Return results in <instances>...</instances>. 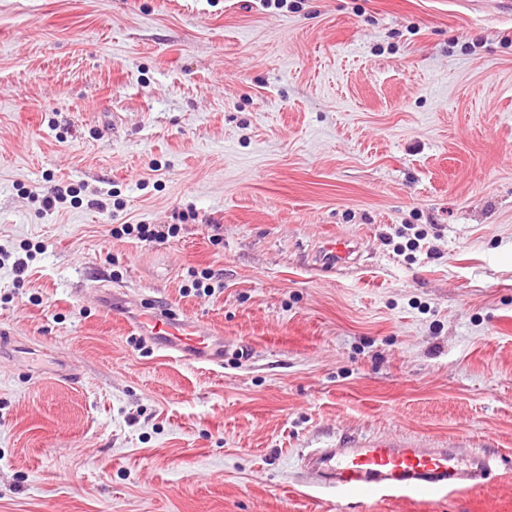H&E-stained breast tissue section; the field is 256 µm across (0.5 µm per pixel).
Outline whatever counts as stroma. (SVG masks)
<instances>
[{
  "instance_id": "1",
  "label": "stroma",
  "mask_w": 512,
  "mask_h": 512,
  "mask_svg": "<svg viewBox=\"0 0 512 512\" xmlns=\"http://www.w3.org/2000/svg\"><path fill=\"white\" fill-rule=\"evenodd\" d=\"M337 235L356 265L311 269ZM0 249L34 256L0 266V512H512L511 7L0 0ZM402 434L499 464L363 501L301 463ZM104 298L121 304L124 312L115 310L114 318L123 324L126 315L135 325L137 336L150 343L165 357L175 360H193L214 366L224 365V336L187 315L158 304L142 306L121 300L114 293ZM118 316V317H117Z\"/></svg>"
}]
</instances>
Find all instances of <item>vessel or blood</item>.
<instances>
[{"mask_svg":"<svg viewBox=\"0 0 512 512\" xmlns=\"http://www.w3.org/2000/svg\"><path fill=\"white\" fill-rule=\"evenodd\" d=\"M359 251L356 239L333 237L317 246L318 270L351 266ZM133 320L138 336L165 357L220 366L224 338L195 319L160 305L126 307L118 322ZM322 486L358 499L417 495L437 498L480 488L489 474L486 458L464 459L454 447L427 448L408 438H357L306 457Z\"/></svg>","mask_w":512,"mask_h":512,"instance_id":"1","label":"vessel or blood"}]
</instances>
